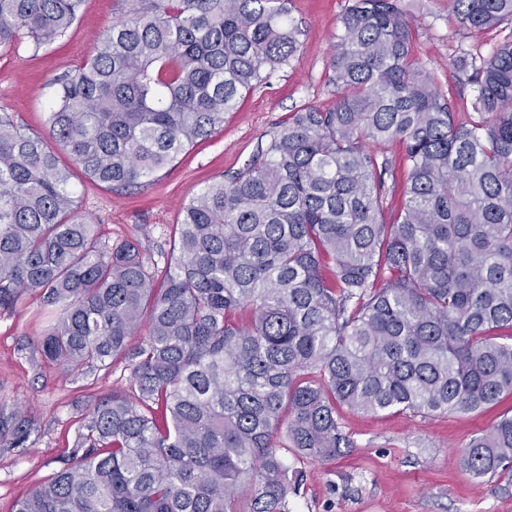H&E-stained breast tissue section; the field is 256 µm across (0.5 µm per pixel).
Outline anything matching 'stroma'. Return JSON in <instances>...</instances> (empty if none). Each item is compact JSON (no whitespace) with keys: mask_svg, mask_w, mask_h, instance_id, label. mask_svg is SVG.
Instances as JSON below:
<instances>
[{"mask_svg":"<svg viewBox=\"0 0 512 512\" xmlns=\"http://www.w3.org/2000/svg\"><path fill=\"white\" fill-rule=\"evenodd\" d=\"M347 4L290 0L291 15L304 31L291 64L248 94L210 137L183 152L147 186L111 189L72 169L70 187L78 209L97 235L112 243L139 241L159 268H166L182 203L207 183L246 169L296 107H327L335 101L327 61ZM401 6L414 24L417 61L435 74L455 111H469L473 89L460 80L455 59L465 49L490 53L502 31L461 27L448 13V0H401ZM118 17L115 0H84L74 24L53 44L37 50L26 39L0 48V113H11L27 132L46 135L57 78L75 75ZM47 325L33 295L18 315L0 316V404L22 410L35 424L26 447H0V512H13L17 499L63 468L88 404L130 391L122 365L76 374L42 357L38 339ZM510 412L512 395L476 414L428 419L337 407L353 447L329 462L307 459L291 448L282 451L290 471L304 474L291 512H512V481L473 478L460 463L461 448Z\"/></svg>","mask_w":512,"mask_h":512,"instance_id":"stroma-1","label":"stroma"}]
</instances>
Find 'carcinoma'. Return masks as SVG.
<instances>
[{
	"instance_id": "cac0c4a2",
	"label": "carcinoma",
	"mask_w": 512,
	"mask_h": 512,
	"mask_svg": "<svg viewBox=\"0 0 512 512\" xmlns=\"http://www.w3.org/2000/svg\"><path fill=\"white\" fill-rule=\"evenodd\" d=\"M82 3L0 0V47L55 42ZM288 4L118 0L112 30L57 79L52 143L0 114V315L38 296L47 360L122 359L135 391L90 407L77 461L14 512H291L301 480L280 440L321 461L354 447L336 405L429 418L512 394V30L457 57L473 87L458 119L398 0H348L336 103L291 112L249 167L182 207L159 287L150 253L102 241L78 212L56 149L114 188L153 180L290 64L302 30ZM448 5L472 31L512 26V0ZM392 142L408 175L388 223ZM33 429L0 406L1 448ZM460 454L475 478L511 472L512 416Z\"/></svg>"
}]
</instances>
